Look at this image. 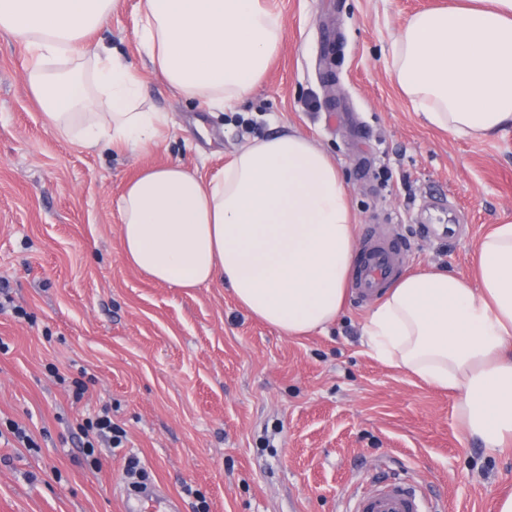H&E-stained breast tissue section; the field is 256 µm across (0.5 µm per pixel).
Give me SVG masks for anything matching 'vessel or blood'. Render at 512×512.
<instances>
[{
	"label": "vessel or blood",
	"instance_id": "obj_1",
	"mask_svg": "<svg viewBox=\"0 0 512 512\" xmlns=\"http://www.w3.org/2000/svg\"><path fill=\"white\" fill-rule=\"evenodd\" d=\"M404 243L368 237L354 276L360 299L375 297L402 263ZM355 512H428L424 499L406 482L394 479L358 499Z\"/></svg>",
	"mask_w": 512,
	"mask_h": 512
}]
</instances>
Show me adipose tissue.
Returning a JSON list of instances; mask_svg holds the SVG:
<instances>
[{
    "label": "adipose tissue",
    "instance_id": "1",
    "mask_svg": "<svg viewBox=\"0 0 512 512\" xmlns=\"http://www.w3.org/2000/svg\"><path fill=\"white\" fill-rule=\"evenodd\" d=\"M120 0H0V32L30 55L28 87L50 127L79 143L154 146L166 113L142 109L138 72L87 37ZM141 50L184 97L230 108L265 79L283 40L265 0H141ZM399 88L456 138L512 127V0L414 15L390 47ZM123 255L155 281L220 280L252 318L289 337L345 312L356 224L336 162L285 129L242 145L210 180L179 164L141 171L118 201ZM370 356L460 395L457 421L485 451L512 447V217L479 241L472 275L423 267L377 297Z\"/></svg>",
    "mask_w": 512,
    "mask_h": 512
}]
</instances>
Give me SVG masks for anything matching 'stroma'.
Listing matches in <instances>:
<instances>
[{"label": "stroma", "mask_w": 512, "mask_h": 512, "mask_svg": "<svg viewBox=\"0 0 512 512\" xmlns=\"http://www.w3.org/2000/svg\"><path fill=\"white\" fill-rule=\"evenodd\" d=\"M452 0H268L283 43L265 81L224 111L172 90L137 42L140 0H122L90 43L118 48L142 77L165 137L130 153L50 128L25 80L29 58L0 33V512H124L126 467L180 512H350L386 476L412 480L442 512H488L512 488V453L461 432L458 397L372 358L370 303L299 338L249 317L223 282L153 281L122 252L118 200L143 169L179 163L211 178L247 139L289 127L339 165L357 216L404 241L402 272L470 274L480 239L512 216V128L482 140L428 125L389 70L415 13ZM340 44L336 86L323 35ZM334 104H327V96ZM124 447L84 463L77 425L103 405ZM23 424L36 442L5 433ZM338 44L336 38L329 43L327 48L322 47L321 60L324 59L325 66L322 68V78L326 86L332 88L336 84V63L338 57Z\"/></svg>", "instance_id": "obj_1"}]
</instances>
